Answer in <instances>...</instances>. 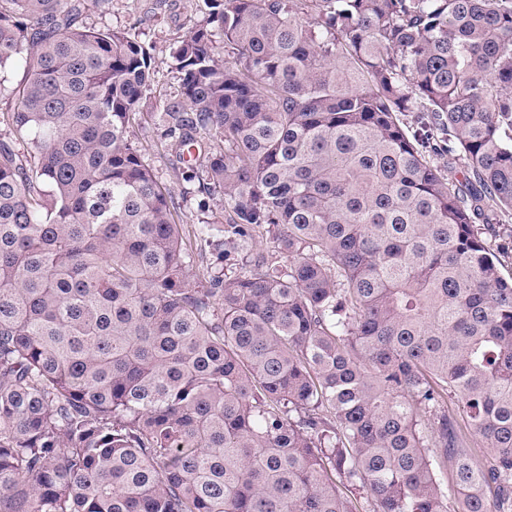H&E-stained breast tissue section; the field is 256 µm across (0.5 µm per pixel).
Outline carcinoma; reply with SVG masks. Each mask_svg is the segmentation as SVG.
Segmentation results:
<instances>
[{"label": "carcinoma", "mask_w": 512, "mask_h": 512, "mask_svg": "<svg viewBox=\"0 0 512 512\" xmlns=\"http://www.w3.org/2000/svg\"><path fill=\"white\" fill-rule=\"evenodd\" d=\"M201 2L164 137L250 257L193 288L151 48L0 0V512H512V0Z\"/></svg>", "instance_id": "cac0c4a2"}]
</instances>
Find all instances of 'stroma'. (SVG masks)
<instances>
[{
  "mask_svg": "<svg viewBox=\"0 0 512 512\" xmlns=\"http://www.w3.org/2000/svg\"><path fill=\"white\" fill-rule=\"evenodd\" d=\"M196 3L197 0H112L110 9L91 11L86 18L87 23L98 26L136 27L141 40L156 50L155 79L140 103L141 111L151 113L153 119L148 124L134 127L133 140L155 179L172 197L176 221L183 224L188 233L201 221L218 224L224 221L221 197L211 200L209 211L199 210L198 183L183 177L178 152L164 139L159 118L165 94L179 84V75L168 61V49L190 24L203 20L204 15L197 10Z\"/></svg>",
  "mask_w": 512,
  "mask_h": 512,
  "instance_id": "35a3bbf8",
  "label": "stroma"
}]
</instances>
